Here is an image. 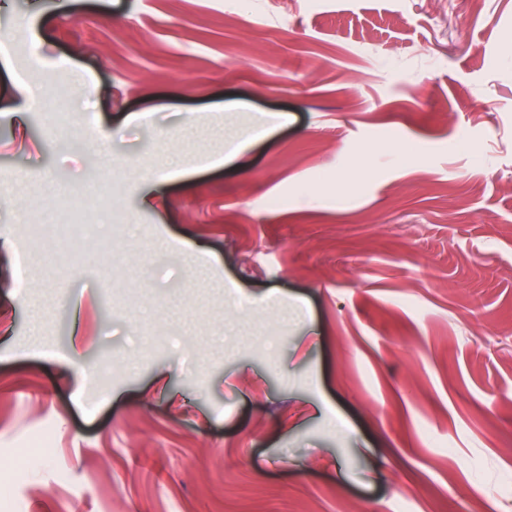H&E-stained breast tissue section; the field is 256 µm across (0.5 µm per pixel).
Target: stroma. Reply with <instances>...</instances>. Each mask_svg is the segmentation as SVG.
<instances>
[{"instance_id":"1","label":"stroma","mask_w":512,"mask_h":512,"mask_svg":"<svg viewBox=\"0 0 512 512\" xmlns=\"http://www.w3.org/2000/svg\"><path fill=\"white\" fill-rule=\"evenodd\" d=\"M108 174L110 264L38 237ZM510 469L512 0H0V512H512Z\"/></svg>"}]
</instances>
